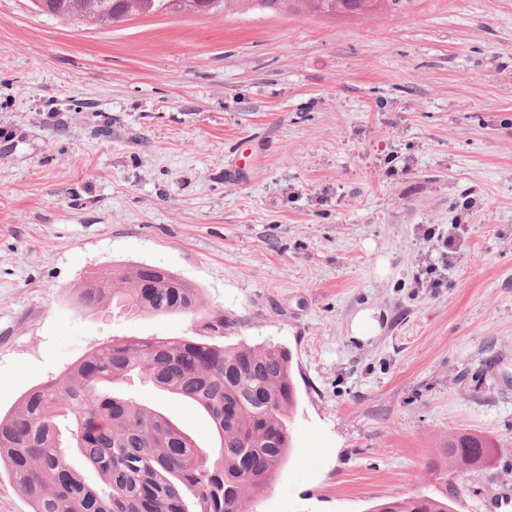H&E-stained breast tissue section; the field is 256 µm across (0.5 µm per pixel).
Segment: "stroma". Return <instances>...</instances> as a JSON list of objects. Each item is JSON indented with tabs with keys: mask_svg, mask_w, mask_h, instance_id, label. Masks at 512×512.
Masks as SVG:
<instances>
[{
	"mask_svg": "<svg viewBox=\"0 0 512 512\" xmlns=\"http://www.w3.org/2000/svg\"><path fill=\"white\" fill-rule=\"evenodd\" d=\"M141 264L199 288L223 333L80 306L87 278ZM146 336L290 353L291 458L258 512L448 489L512 512V0L107 28L0 0V417ZM131 387L210 447L198 408ZM452 433L493 440L490 463L430 468ZM377 311L373 309H364L360 311L353 320L351 331L352 336L358 339H365L373 336L378 327V319L375 317Z\"/></svg>",
	"mask_w": 512,
	"mask_h": 512,
	"instance_id": "obj_1",
	"label": "stroma"
}]
</instances>
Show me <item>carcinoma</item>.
<instances>
[{"mask_svg":"<svg viewBox=\"0 0 512 512\" xmlns=\"http://www.w3.org/2000/svg\"><path fill=\"white\" fill-rule=\"evenodd\" d=\"M382 0H40L38 10L77 25L116 26L135 17L253 11L328 16L363 12ZM81 305L132 316L208 313L199 289L151 264L86 281ZM71 376L28 391L0 419V465L32 512H252L290 459L296 405L290 356L269 344L220 345L192 338L114 341L85 354ZM190 402L210 418L204 450L171 417L118 386L131 379ZM495 445L451 435L448 468L484 466ZM100 474L88 484L70 460ZM454 494L380 500L368 512H455Z\"/></svg>","mask_w":512,"mask_h":512,"instance_id":"1","label":"carcinoma"}]
</instances>
